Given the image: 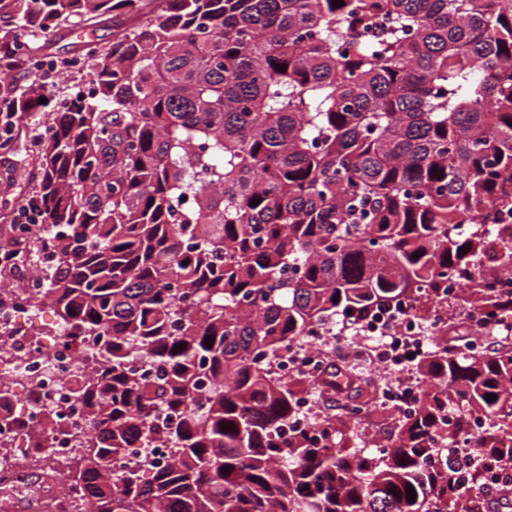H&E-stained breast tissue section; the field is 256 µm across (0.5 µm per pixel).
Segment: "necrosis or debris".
Returning <instances> with one entry per match:
<instances>
[{
    "mask_svg": "<svg viewBox=\"0 0 512 512\" xmlns=\"http://www.w3.org/2000/svg\"><path fill=\"white\" fill-rule=\"evenodd\" d=\"M0 308V385L9 390L7 421H0V489L22 496L35 493L33 466L62 474L76 453L75 442L87 433L88 414L74 401V379L93 357L78 348L71 331L47 319L39 301L42 284L34 266L20 258ZM442 326L435 308L378 312L355 330L370 341L369 360L383 376L374 406L397 419L418 408L425 383L411 372ZM334 331L315 328L304 347L283 354L277 373L317 372L331 352Z\"/></svg>",
    "mask_w": 512,
    "mask_h": 512,
    "instance_id": "obj_1",
    "label": "necrosis or debris"
}]
</instances>
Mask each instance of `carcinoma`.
I'll use <instances>...</instances> for the list:
<instances>
[{"mask_svg": "<svg viewBox=\"0 0 512 512\" xmlns=\"http://www.w3.org/2000/svg\"><path fill=\"white\" fill-rule=\"evenodd\" d=\"M332 2L0 0V113L39 105L2 77L20 34L86 45L115 24L85 58L95 98L47 113L33 208L51 310L104 337L62 475L92 512H478L490 471L512 506V353L465 352L470 298L490 334L512 314L492 282L512 269V0ZM487 226L502 253L483 272ZM448 275L465 286L451 306ZM414 302L449 332L379 450L352 429L358 365L273 377L314 327ZM311 384L345 395L344 416L283 436ZM473 414L487 427L462 454ZM138 437L172 462L113 474Z\"/></svg>", "mask_w": 512, "mask_h": 512, "instance_id": "cac0c4a2", "label": "carcinoma"}]
</instances>
